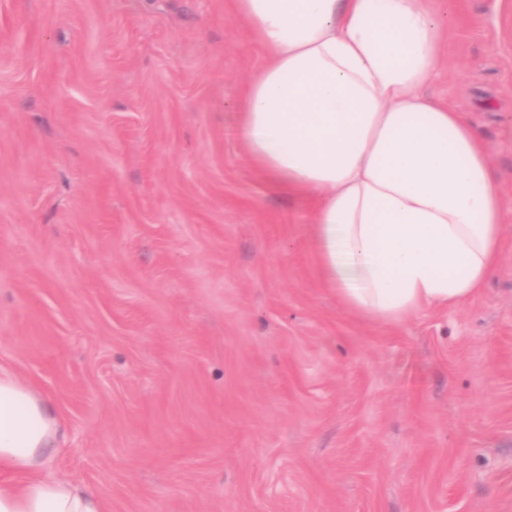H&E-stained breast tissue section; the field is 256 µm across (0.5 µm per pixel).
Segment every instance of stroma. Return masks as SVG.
Segmentation results:
<instances>
[{
	"mask_svg": "<svg viewBox=\"0 0 512 512\" xmlns=\"http://www.w3.org/2000/svg\"><path fill=\"white\" fill-rule=\"evenodd\" d=\"M430 94L507 218L472 300L363 320L240 139L228 0H0V368L107 512H512V0H435Z\"/></svg>",
	"mask_w": 512,
	"mask_h": 512,
	"instance_id": "stroma-1",
	"label": "stroma"
}]
</instances>
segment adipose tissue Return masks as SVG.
I'll use <instances>...</instances> for the list:
<instances>
[{"label": "adipose tissue", "instance_id": "1", "mask_svg": "<svg viewBox=\"0 0 512 512\" xmlns=\"http://www.w3.org/2000/svg\"><path fill=\"white\" fill-rule=\"evenodd\" d=\"M262 52L240 134L270 184L312 198L324 288L397 324L474 298L500 258L505 207L468 119L425 89L445 69L434 0H233ZM55 417L0 368V512H105L49 475Z\"/></svg>", "mask_w": 512, "mask_h": 512}]
</instances>
